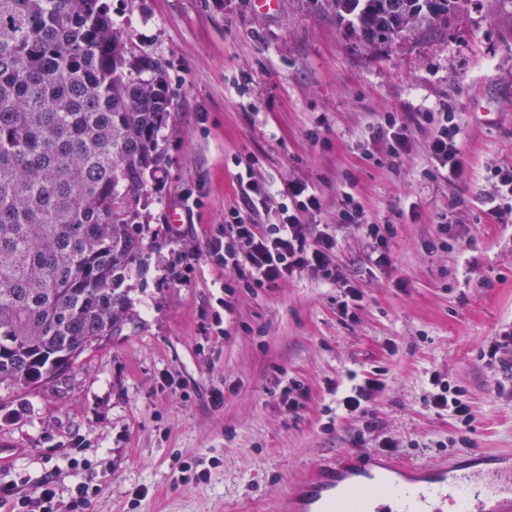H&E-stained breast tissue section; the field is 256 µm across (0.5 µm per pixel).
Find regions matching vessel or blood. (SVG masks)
Segmentation results:
<instances>
[{
  "label": "vessel or blood",
  "instance_id": "1",
  "mask_svg": "<svg viewBox=\"0 0 512 512\" xmlns=\"http://www.w3.org/2000/svg\"><path fill=\"white\" fill-rule=\"evenodd\" d=\"M457 491L455 512H512V460L445 468L429 462H357L351 474L323 466L304 478L301 512H446L448 491Z\"/></svg>",
  "mask_w": 512,
  "mask_h": 512
}]
</instances>
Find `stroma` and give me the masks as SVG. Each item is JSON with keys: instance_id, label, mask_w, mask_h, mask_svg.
<instances>
[{"instance_id": "35a3bbf8", "label": "stroma", "mask_w": 512, "mask_h": 512, "mask_svg": "<svg viewBox=\"0 0 512 512\" xmlns=\"http://www.w3.org/2000/svg\"><path fill=\"white\" fill-rule=\"evenodd\" d=\"M128 42L162 61L171 114L159 139L166 165L141 197L149 256L123 284L130 317L43 387L0 390V483L37 479L74 441L104 470L90 512H272L294 481L332 459L376 454L451 462L478 449H512V382L485 354L512 327V223L481 217L486 168L512 163V0H469L448 29L415 32L367 51L312 0H106ZM451 106L464 145L465 204L457 237L438 222L448 188L426 179L424 133L402 162L376 153L370 127ZM283 187L314 186L313 224L336 221L344 178L370 221L391 223V265L373 268L369 240L338 232L345 282L302 273L276 288L238 286L207 257L239 204L237 159ZM195 260H186L187 251ZM361 289L354 318L339 302ZM379 376L366 417L342 413L332 391ZM466 389L471 429L425 399L432 377ZM307 393L288 410L289 382ZM224 401L213 406L212 390ZM375 429H367V422ZM451 437L465 446L448 448ZM198 461L207 480L178 479ZM147 496L131 504L129 490Z\"/></svg>"}]
</instances>
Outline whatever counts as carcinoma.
Here are the masks:
<instances>
[{
  "mask_svg": "<svg viewBox=\"0 0 512 512\" xmlns=\"http://www.w3.org/2000/svg\"><path fill=\"white\" fill-rule=\"evenodd\" d=\"M314 2L378 47L465 0ZM170 107L163 64L104 0H0L1 389L46 384L129 319L120 289L145 260L139 205Z\"/></svg>",
  "mask_w": 512,
  "mask_h": 512,
  "instance_id": "cac0c4a2",
  "label": "carcinoma"
}]
</instances>
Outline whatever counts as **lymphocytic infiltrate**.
I'll use <instances>...</instances> for the list:
<instances>
[{
  "label": "lymphocytic infiltrate",
  "instance_id": "obj_1",
  "mask_svg": "<svg viewBox=\"0 0 512 512\" xmlns=\"http://www.w3.org/2000/svg\"><path fill=\"white\" fill-rule=\"evenodd\" d=\"M430 128L425 144L427 165L425 177L456 186L464 178L460 126L455 112L443 108L438 112L418 113L415 126L400 123L394 114H386L372 131L373 141L385 142L390 157L410 153L413 131ZM489 190L480 193L479 201L485 215L495 223L512 222V166L488 168ZM240 203L224 217V236L211 240L207 255L211 262L259 288H275L295 275L307 272L328 283L344 281L341 265L336 260L337 229L352 224L360 227L371 239L368 255L370 264L388 268L390 254L387 237L390 225L370 222L363 206L350 191H342L336 224L324 225L311 233L310 216L319 212V195L306 183L288 182L285 188L274 189L259 179L253 167L238 172ZM279 211L282 220L277 224L256 223L258 214ZM434 390L426 403L433 409L446 412L463 426H471L474 416L464 388L450 386L433 379ZM67 467L77 480L70 489L69 499H62L58 474L45 472L30 492H22L18 483H0V502L10 504L11 512H88L101 486L89 459L71 449L65 458Z\"/></svg>",
  "mask_w": 512,
  "mask_h": 512
}]
</instances>
